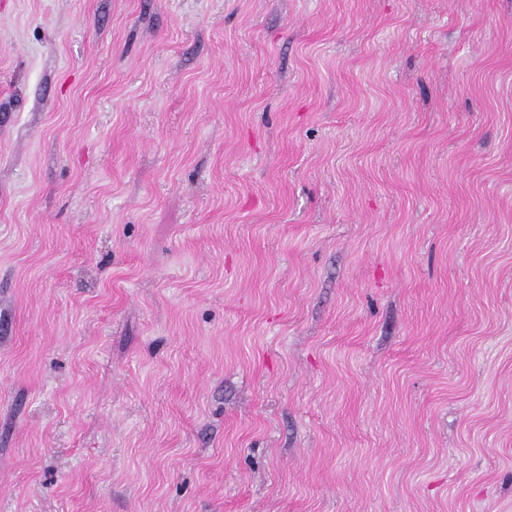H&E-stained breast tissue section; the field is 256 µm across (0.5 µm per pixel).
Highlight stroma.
Wrapping results in <instances>:
<instances>
[{
	"instance_id": "1",
	"label": "stroma",
	"mask_w": 512,
	"mask_h": 512,
	"mask_svg": "<svg viewBox=\"0 0 512 512\" xmlns=\"http://www.w3.org/2000/svg\"><path fill=\"white\" fill-rule=\"evenodd\" d=\"M0 512H512V0H0Z\"/></svg>"
}]
</instances>
